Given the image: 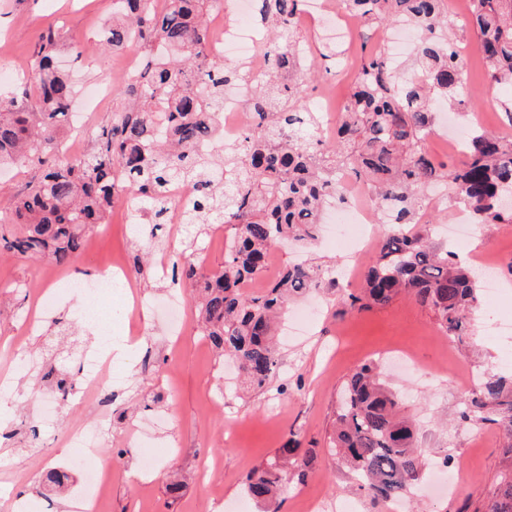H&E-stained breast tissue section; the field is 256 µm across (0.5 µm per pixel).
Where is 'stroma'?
<instances>
[{
  "instance_id": "1",
  "label": "stroma",
  "mask_w": 512,
  "mask_h": 512,
  "mask_svg": "<svg viewBox=\"0 0 512 512\" xmlns=\"http://www.w3.org/2000/svg\"><path fill=\"white\" fill-rule=\"evenodd\" d=\"M111 15L112 0H0V58L33 65L39 36L52 27L78 85L118 79L137 48L115 51L90 41ZM460 45L470 59L462 96L478 106L458 111L457 121L480 123L512 140L472 35ZM480 233L496 255L506 290L483 298L462 344L449 342L432 313L404 293L382 306L350 307L348 295L363 292L375 252L354 257L345 244L329 243L324 232L312 247L279 248L247 293L267 287L293 265L318 263L333 278L311 292L318 310L302 335L277 331L280 364L265 393L244 386L233 362L199 330L192 292L173 285L159 268L160 261L172 264L187 253L206 270L221 269L228 236L223 225L167 224L151 237L130 231L116 212L108 230L92 233L77 258L59 269L60 280L74 281L91 269L108 270L112 259H125L124 295L138 302L137 311L111 325L118 334L140 333L118 357L121 384L105 379L89 394L75 389L64 397L56 383L78 380L80 360L97 349L95 330L108 325L84 318L73 294L39 314L28 287L45 262L0 253V372L14 357L34 363L0 394V512H16L20 503L25 512H72V495L82 482L70 468L74 450L68 437L90 424L99 429L97 457L106 473L99 512H224L217 498L243 499V476L291 437L316 455L305 479L289 478L279 512H299L309 497L331 505L350 499L358 512H391L390 501L359 490L326 451L339 388L370 360L385 362L383 380L414 420L426 460L422 487L402 500L401 512H483L507 464L502 436L496 424L461 421L459 411L468 396L462 388L467 372L499 369L512 350L488 334L490 318L512 317V224H486ZM173 296L185 306L176 327L159 308ZM401 349L415 357L417 372L392 366ZM40 365L52 369V376L40 378ZM148 460L153 467L147 472ZM442 462L457 482L456 493L447 496L427 488L433 465ZM53 469L69 471L66 489L47 481ZM176 481L183 487L173 497L167 487Z\"/></svg>"
}]
</instances>
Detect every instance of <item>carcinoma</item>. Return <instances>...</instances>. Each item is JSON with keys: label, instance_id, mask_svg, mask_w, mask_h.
Wrapping results in <instances>:
<instances>
[{"label": "carcinoma", "instance_id": "obj_1", "mask_svg": "<svg viewBox=\"0 0 512 512\" xmlns=\"http://www.w3.org/2000/svg\"><path fill=\"white\" fill-rule=\"evenodd\" d=\"M120 17L104 24L98 42L121 49L136 45L141 64L132 82L112 91L116 104L96 150L61 159L63 129L76 84L57 65L59 37L47 30L36 50L34 77L0 98V161L33 164L39 173L0 209V248L27 259L70 263L88 234L108 223L112 204L144 200L151 224L164 223L168 188L188 183L194 197L183 209L186 224H223L232 234L224 267L205 271L189 259L182 277L197 288L202 333L219 353L231 354L244 383L267 389L279 363L272 326L288 300L320 288V265L287 269L270 287L249 295L243 288L263 271L268 255L289 239L313 242L323 197L346 200L351 182L367 186L379 223L396 229L382 241L361 295L348 294L359 310L390 302L401 290L429 309L449 339L468 335V314L481 305L478 281L453 251L432 249L408 225L434 188L465 206L475 224H512V142L476 128L458 164H444L426 149L434 126V101L456 109L465 61L445 0H341L363 25L405 23L416 40L409 63L395 66L383 44H361L354 89L344 102L329 141L317 134L320 115L304 86L319 72L303 51L297 20L305 0H254L270 35L267 79L248 102L243 140H221L207 153L196 143L208 119L224 104V84L241 76L237 66L207 56V20L218 0H125ZM472 33L491 84L512 88V0H469L461 26ZM210 86L201 96L197 86ZM292 136L285 137V132ZM480 389L463 402L465 420L493 421L512 459V375L482 376ZM328 452L354 475L359 489L391 500L411 492L420 454L412 423L379 378L377 364H362L339 390ZM312 450L283 446L244 477L248 497L277 512L292 468L306 475ZM486 512H512V468L489 497Z\"/></svg>", "mask_w": 512, "mask_h": 512}]
</instances>
